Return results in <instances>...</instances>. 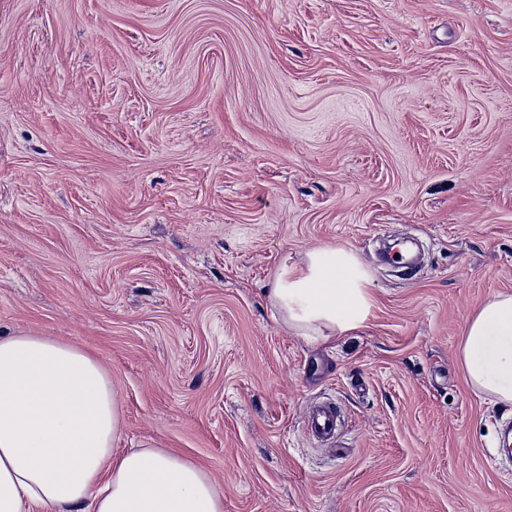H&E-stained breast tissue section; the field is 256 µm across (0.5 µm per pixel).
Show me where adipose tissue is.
<instances>
[{"instance_id": "adipose-tissue-1", "label": "adipose tissue", "mask_w": 512, "mask_h": 512, "mask_svg": "<svg viewBox=\"0 0 512 512\" xmlns=\"http://www.w3.org/2000/svg\"><path fill=\"white\" fill-rule=\"evenodd\" d=\"M369 276L342 247L309 252L271 290L289 324L330 337L360 327ZM460 359L470 385L512 403V293L469 320ZM122 416L110 374L48 336H0V512H224L206 471L144 448L116 456Z\"/></svg>"}]
</instances>
